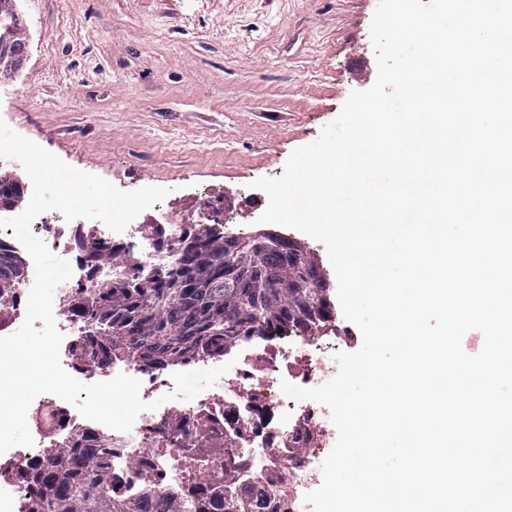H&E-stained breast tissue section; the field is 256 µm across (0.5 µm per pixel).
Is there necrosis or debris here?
I'll list each match as a JSON object with an SVG mask.
<instances>
[{
  "label": "necrosis or debris",
  "instance_id": "1",
  "mask_svg": "<svg viewBox=\"0 0 512 512\" xmlns=\"http://www.w3.org/2000/svg\"><path fill=\"white\" fill-rule=\"evenodd\" d=\"M344 340L335 326L285 329L280 336L247 347L231 369L211 390L182 407L183 415L207 412L218 416L231 410L248 418L250 431L239 443L241 472L247 479L267 476L277 459L275 449L285 423L311 419L325 427L326 408L312 401H295L281 390V381L309 388L317 386L328 351L340 352ZM167 407L138 415L130 431L112 434L114 453L107 486L113 495L133 503L142 497L152 473H162L167 490L181 492L192 481L207 478L209 470L189 459L179 448L161 446L156 428L169 416Z\"/></svg>",
  "mask_w": 512,
  "mask_h": 512
}]
</instances>
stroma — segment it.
<instances>
[{"label": "stroma", "mask_w": 512, "mask_h": 512, "mask_svg": "<svg viewBox=\"0 0 512 512\" xmlns=\"http://www.w3.org/2000/svg\"><path fill=\"white\" fill-rule=\"evenodd\" d=\"M378 0H17L25 59L0 118L117 188H170L163 209L202 222L199 196L259 230L291 153L377 76ZM72 36L51 37L60 21Z\"/></svg>", "instance_id": "35a3bbf8"}]
</instances>
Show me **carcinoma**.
<instances>
[{
  "label": "carcinoma",
  "instance_id": "carcinoma-1",
  "mask_svg": "<svg viewBox=\"0 0 512 512\" xmlns=\"http://www.w3.org/2000/svg\"><path fill=\"white\" fill-rule=\"evenodd\" d=\"M19 198V186L1 178L0 208ZM144 232L159 251L175 253L146 280L125 264L123 249L90 238L81 243L92 273L103 266L118 269L94 288L74 286L63 305L84 327L70 354L88 375L122 359H134L153 374L193 366L285 327H313L330 317L324 271L306 246L290 237L226 235L218 224H189L176 241L156 224ZM23 270L20 256L0 249V297L15 295ZM59 427L62 438L55 446L20 471L28 512H181L183 500L194 512H271L276 500H285L270 479H238V437L213 435L217 422L205 412L185 417L175 411L159 433L219 467L206 482L189 487L184 499L165 491L158 474L153 491L132 506L103 489L112 440L64 421ZM321 438V430L305 422L288 429L277 453L302 463Z\"/></svg>",
  "mask_w": 512,
  "mask_h": 512
}]
</instances>
